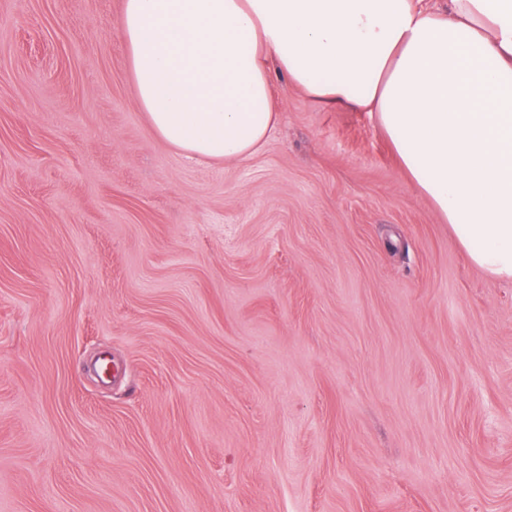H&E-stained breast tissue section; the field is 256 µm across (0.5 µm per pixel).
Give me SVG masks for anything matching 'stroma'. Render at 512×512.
<instances>
[{"mask_svg": "<svg viewBox=\"0 0 512 512\" xmlns=\"http://www.w3.org/2000/svg\"><path fill=\"white\" fill-rule=\"evenodd\" d=\"M123 0H0V512H512V282L370 112L158 140Z\"/></svg>", "mask_w": 512, "mask_h": 512, "instance_id": "stroma-1", "label": "stroma"}]
</instances>
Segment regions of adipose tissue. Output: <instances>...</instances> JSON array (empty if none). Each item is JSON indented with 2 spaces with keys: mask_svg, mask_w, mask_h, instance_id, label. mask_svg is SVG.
<instances>
[{
  "mask_svg": "<svg viewBox=\"0 0 512 512\" xmlns=\"http://www.w3.org/2000/svg\"><path fill=\"white\" fill-rule=\"evenodd\" d=\"M156 137L243 159L277 122L273 73L374 113L469 261L512 282V0H123Z\"/></svg>",
  "mask_w": 512,
  "mask_h": 512,
  "instance_id": "ef3b65f1",
  "label": "adipose tissue"
}]
</instances>
